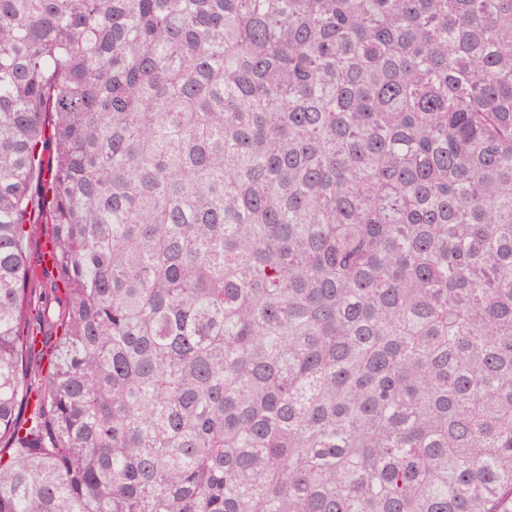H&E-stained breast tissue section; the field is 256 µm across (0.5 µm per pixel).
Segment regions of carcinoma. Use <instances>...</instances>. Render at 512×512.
Instances as JSON below:
<instances>
[{
	"label": "carcinoma",
	"instance_id": "carcinoma-1",
	"mask_svg": "<svg viewBox=\"0 0 512 512\" xmlns=\"http://www.w3.org/2000/svg\"><path fill=\"white\" fill-rule=\"evenodd\" d=\"M3 439L0 512H512V0H0ZM31 221L36 223L33 224L34 232L24 240L23 246L28 262L36 272L37 277L32 279L26 287L28 288L25 302L26 316L35 315L38 309L41 310L42 304L46 301L44 299L45 293L46 295L49 294V298H51L49 288H44L46 278L42 275L45 270L50 271L51 269L41 267L40 261L42 260V263L46 266L54 264V253L50 242L45 243L41 254L42 240L49 237L51 226L50 224H44L46 219L42 212L40 199L32 209Z\"/></svg>",
	"mask_w": 512,
	"mask_h": 512
}]
</instances>
